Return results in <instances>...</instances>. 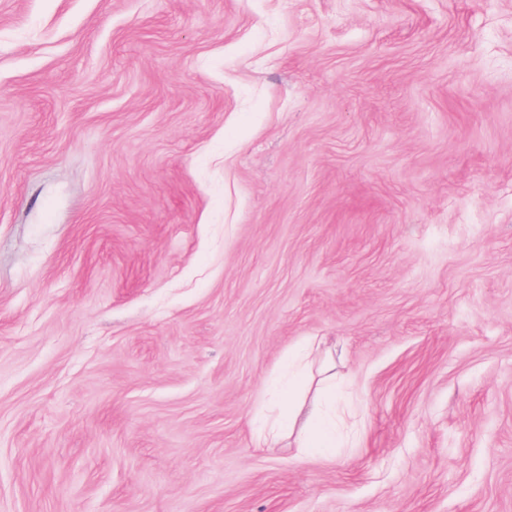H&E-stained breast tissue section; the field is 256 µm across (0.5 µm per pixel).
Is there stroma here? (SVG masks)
Listing matches in <instances>:
<instances>
[{
	"label": "stroma",
	"instance_id": "1",
	"mask_svg": "<svg viewBox=\"0 0 512 512\" xmlns=\"http://www.w3.org/2000/svg\"><path fill=\"white\" fill-rule=\"evenodd\" d=\"M0 512H512V0H0ZM311 353L309 346H301L285 354L280 377L270 386L274 414L256 434L259 448H277L293 436L298 448L319 452L336 447V419L330 413L336 401V375L322 377L308 401Z\"/></svg>",
	"mask_w": 512,
	"mask_h": 512
}]
</instances>
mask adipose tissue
<instances>
[{
    "label": "adipose tissue",
    "instance_id": "obj_1",
    "mask_svg": "<svg viewBox=\"0 0 512 512\" xmlns=\"http://www.w3.org/2000/svg\"><path fill=\"white\" fill-rule=\"evenodd\" d=\"M310 356L306 346L285 354L280 376L270 386L274 414L256 434L259 447L274 448L289 437L312 451L335 447L336 419L330 407L336 400V377L311 381Z\"/></svg>",
    "mask_w": 512,
    "mask_h": 512
}]
</instances>
